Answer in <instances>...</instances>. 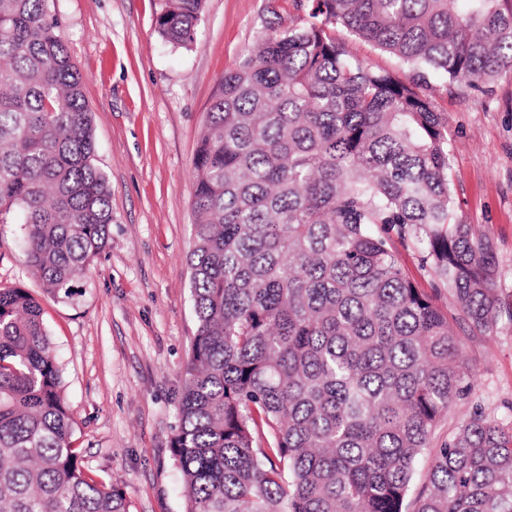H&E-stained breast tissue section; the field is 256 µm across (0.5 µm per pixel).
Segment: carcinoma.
I'll return each instance as SVG.
<instances>
[{"label":"carcinoma","instance_id":"carcinoma-1","mask_svg":"<svg viewBox=\"0 0 512 512\" xmlns=\"http://www.w3.org/2000/svg\"><path fill=\"white\" fill-rule=\"evenodd\" d=\"M203 0H164L196 39ZM45 0H0V224L60 302L105 250L112 204L82 77ZM215 90L193 160L198 327L171 453L185 512H407L421 457L473 388L457 329L500 308L492 242L455 215L448 87L512 72V0H293ZM338 27L413 70L354 57ZM448 293L419 287L403 252ZM37 298L0 288V512H130L74 447ZM412 512H512V428L474 411Z\"/></svg>","mask_w":512,"mask_h":512}]
</instances>
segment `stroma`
Segmentation results:
<instances>
[{"label":"stroma","instance_id":"1","mask_svg":"<svg viewBox=\"0 0 512 512\" xmlns=\"http://www.w3.org/2000/svg\"><path fill=\"white\" fill-rule=\"evenodd\" d=\"M83 81L96 162L112 197L110 239L68 303L43 294L20 225L0 224V288L38 298L63 367L75 445L96 479L120 483L131 512H184L170 441L197 330L187 258L193 248V158L214 91L290 0H203L196 40L175 47L156 28L163 0H47ZM459 221L491 239L501 316L462 336L476 382L436 437L482 412L512 427V73L488 91L439 89Z\"/></svg>","mask_w":512,"mask_h":512}]
</instances>
